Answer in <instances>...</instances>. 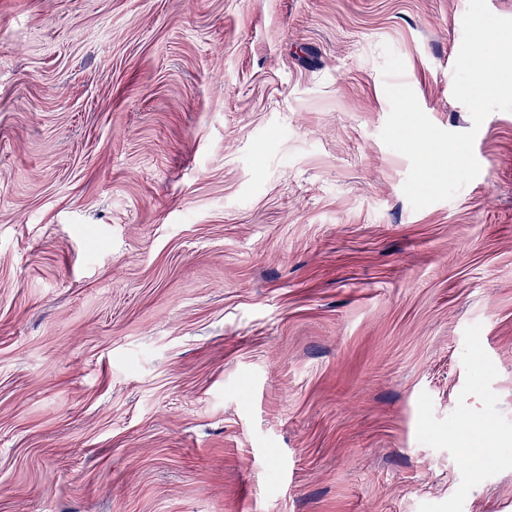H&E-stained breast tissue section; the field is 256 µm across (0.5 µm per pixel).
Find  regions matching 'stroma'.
<instances>
[{"label": "stroma", "instance_id": "stroma-1", "mask_svg": "<svg viewBox=\"0 0 512 512\" xmlns=\"http://www.w3.org/2000/svg\"><path fill=\"white\" fill-rule=\"evenodd\" d=\"M468 0H0V512H512V112L413 210Z\"/></svg>", "mask_w": 512, "mask_h": 512}]
</instances>
